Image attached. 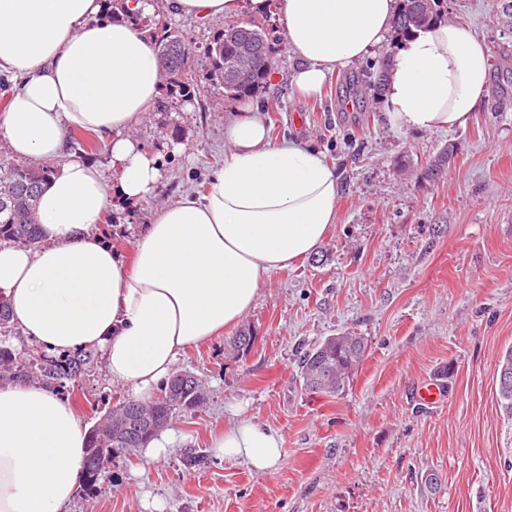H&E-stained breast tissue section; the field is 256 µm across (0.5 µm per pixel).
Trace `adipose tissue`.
Listing matches in <instances>:
<instances>
[{
	"mask_svg": "<svg viewBox=\"0 0 512 512\" xmlns=\"http://www.w3.org/2000/svg\"><path fill=\"white\" fill-rule=\"evenodd\" d=\"M398 0H284L282 23L302 61L290 83L319 93L334 69L387 41ZM110 0H0V73L19 87L0 113L11 153L59 164L36 204L39 247L0 245V294L23 334L51 352L94 348L113 383L150 399L180 354L223 335L252 308L270 274L316 252L336 222L338 176L294 139L271 142L243 105L224 124V168L203 196L166 202L138 238L133 261L99 226L113 198H148L162 176L134 136L162 94L149 38L107 19ZM270 0H175L186 20L255 17ZM484 41L460 21L403 41L382 107L403 131L465 125L490 83ZM107 138L101 166L71 152L69 135ZM87 431L76 407L49 387L0 383V512H64L83 479ZM215 456L268 472L282 459L274 430L241 418L215 433Z\"/></svg>",
	"mask_w": 512,
	"mask_h": 512,
	"instance_id": "adipose-tissue-1",
	"label": "adipose tissue"
}]
</instances>
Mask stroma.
Instances as JSON below:
<instances>
[{
    "mask_svg": "<svg viewBox=\"0 0 512 512\" xmlns=\"http://www.w3.org/2000/svg\"><path fill=\"white\" fill-rule=\"evenodd\" d=\"M447 8L487 45L498 108L429 133L395 130L356 81L386 71L395 44L336 69L305 98L290 84L301 60L280 15L270 16L279 77L253 101L271 141L300 139L337 171V221L318 252L270 275L241 321L256 337L248 353L228 355L232 327L182 354L178 370L200 377L208 399L171 421L172 452L151 464L114 454L97 492L78 493L66 512H146L156 499L164 512H512V415L496 388L512 347V29L495 23L496 0ZM176 22L202 66L224 19L180 22L165 0L147 15L152 28ZM240 104L208 87L150 112L136 137L162 155L163 176L146 201L113 200L99 228L109 244L131 253L156 205L206 191ZM448 145L444 178L423 179ZM346 331L368 341L349 385L336 396L306 393L301 351ZM429 380L445 391L435 406L415 397ZM129 397L101 364L76 381L71 400L91 427ZM240 412L283 437L276 470L210 455L212 433Z\"/></svg>",
    "mask_w": 512,
    "mask_h": 512,
    "instance_id": "1",
    "label": "stroma"
}]
</instances>
